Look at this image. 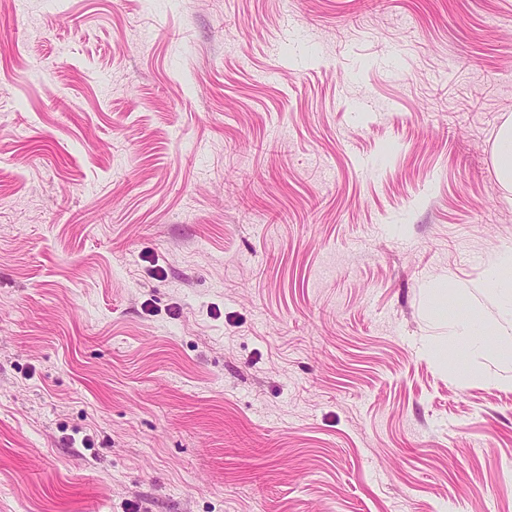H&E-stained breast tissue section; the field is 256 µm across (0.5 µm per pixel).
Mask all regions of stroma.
<instances>
[{"label": "stroma", "mask_w": 512, "mask_h": 512, "mask_svg": "<svg viewBox=\"0 0 512 512\" xmlns=\"http://www.w3.org/2000/svg\"><path fill=\"white\" fill-rule=\"evenodd\" d=\"M512 0H0V512H512ZM495 174L506 193L512 191V116H507L497 129L492 146ZM483 288L492 293L501 305L512 310V253L500 255L489 269ZM482 326H486L484 322L470 315L459 318L455 333L451 337V344L454 347L463 346L471 353L482 351L485 345L477 338L481 336Z\"/></svg>", "instance_id": "1"}]
</instances>
